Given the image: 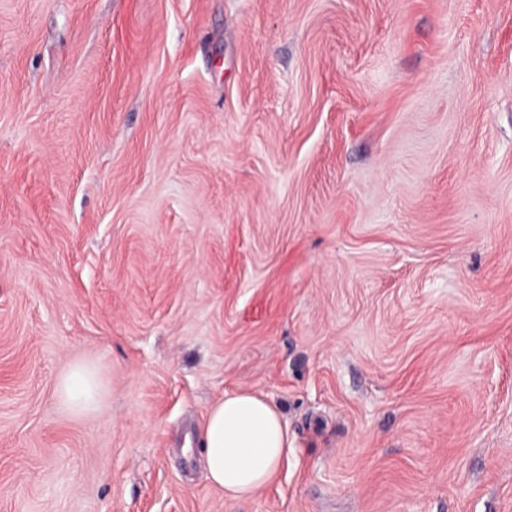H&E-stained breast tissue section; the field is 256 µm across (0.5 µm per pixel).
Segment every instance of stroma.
Masks as SVG:
<instances>
[{
	"label": "stroma",
	"instance_id": "35a3bbf8",
	"mask_svg": "<svg viewBox=\"0 0 512 512\" xmlns=\"http://www.w3.org/2000/svg\"><path fill=\"white\" fill-rule=\"evenodd\" d=\"M0 512H512V0H0ZM61 402L74 413H86L96 409L100 397L97 371L85 363L73 365L58 381ZM200 444L208 478L230 500L264 488L290 448L279 410L249 391L224 393L208 408Z\"/></svg>",
	"mask_w": 512,
	"mask_h": 512
}]
</instances>
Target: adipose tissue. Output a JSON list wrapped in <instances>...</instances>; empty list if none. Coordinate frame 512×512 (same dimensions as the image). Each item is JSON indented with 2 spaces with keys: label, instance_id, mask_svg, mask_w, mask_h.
Instances as JSON below:
<instances>
[{
  "label": "adipose tissue",
  "instance_id": "obj_1",
  "mask_svg": "<svg viewBox=\"0 0 512 512\" xmlns=\"http://www.w3.org/2000/svg\"><path fill=\"white\" fill-rule=\"evenodd\" d=\"M61 402L81 414L96 409L100 382L87 364L73 365L58 381ZM200 444L208 478L230 500L246 499L276 474L289 448L288 427L263 396L238 391L215 399L208 408Z\"/></svg>",
  "mask_w": 512,
  "mask_h": 512
}]
</instances>
